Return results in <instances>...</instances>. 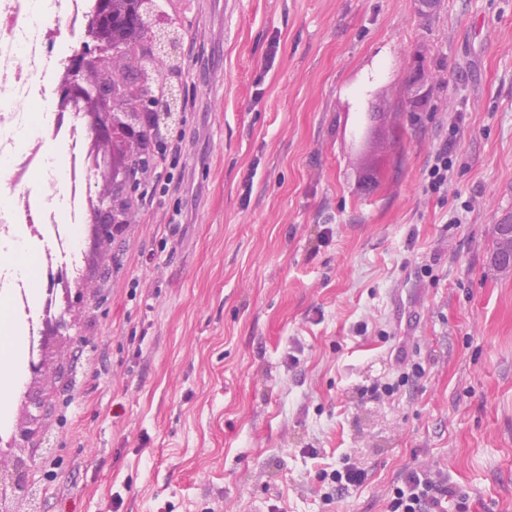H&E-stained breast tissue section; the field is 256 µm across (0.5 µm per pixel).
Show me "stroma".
Segmentation results:
<instances>
[{"mask_svg":"<svg viewBox=\"0 0 512 512\" xmlns=\"http://www.w3.org/2000/svg\"><path fill=\"white\" fill-rule=\"evenodd\" d=\"M224 2L168 9L174 179L116 241L50 402L41 512H390L414 468L512 512V272L490 256L512 0H243L229 22ZM455 121L448 191L426 194ZM411 302L418 377L390 351ZM348 461L365 479L340 493Z\"/></svg>","mask_w":512,"mask_h":512,"instance_id":"35a3bbf8","label":"stroma"}]
</instances>
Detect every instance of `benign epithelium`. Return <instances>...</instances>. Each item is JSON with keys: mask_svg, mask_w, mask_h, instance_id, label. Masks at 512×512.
<instances>
[{"mask_svg": "<svg viewBox=\"0 0 512 512\" xmlns=\"http://www.w3.org/2000/svg\"><path fill=\"white\" fill-rule=\"evenodd\" d=\"M171 2L95 0L79 48L61 63L54 89L58 112L65 115L79 107L108 174L118 157L128 161L145 156L149 128L181 122L185 88L168 83L167 75L172 64L184 61L185 31L168 16ZM153 170L150 165L134 178L125 167L123 176L112 177L109 188L99 193L85 228V265L102 270L112 265L118 225L136 219V210L124 198L137 194ZM98 288V282L81 272L55 291L59 313L47 320L46 337L27 369L25 395L40 397L37 412L17 414L11 433L0 437V488H7L9 502L18 509L27 501L22 490L29 485L30 460L48 432L42 401L72 361V331Z\"/></svg>", "mask_w": 512, "mask_h": 512, "instance_id": "7a95c632", "label": "benign epithelium"}]
</instances>
